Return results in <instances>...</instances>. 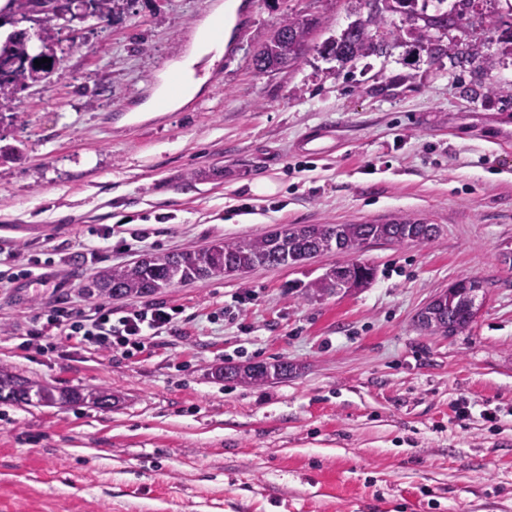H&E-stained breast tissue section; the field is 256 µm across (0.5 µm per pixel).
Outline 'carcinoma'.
<instances>
[{"label": "carcinoma", "mask_w": 512, "mask_h": 512, "mask_svg": "<svg viewBox=\"0 0 512 512\" xmlns=\"http://www.w3.org/2000/svg\"><path fill=\"white\" fill-rule=\"evenodd\" d=\"M436 13L429 15L415 9L417 0H358L366 16L350 24L339 37L327 42L325 51L343 65L382 52V43L375 39L377 30L387 24V14L400 13L405 24L394 27L393 40L409 38L427 48L432 55H445L453 47L444 48L434 33L455 25L454 15L443 9L446 0H436ZM33 0H0V29L13 20L25 18L33 12ZM54 19L41 22L35 33L37 43L20 37L12 30L0 37V71L8 68V75L0 76V117H19L18 91L30 88L47 79V65L30 68L24 60L34 52L53 58ZM311 25L295 17L283 20L259 51V56L279 57L288 50V65L297 64L309 48ZM479 61L485 68L496 65V57L485 53L482 46L473 44L463 52ZM436 237L435 225L401 219L383 224H289L264 235L242 240H226L203 251H182L164 256H146L131 266L107 269L99 273L93 287L102 295H148L172 285L176 281L194 278L243 275L256 266L300 264L314 255L332 248L343 253H355L364 244L421 243ZM352 286L358 288L371 280V268L358 263L347 264ZM473 299L469 289L457 288L442 292L424 308L419 325L432 333L441 327L461 331L472 323ZM288 362L226 366L219 370L225 379L241 383L265 384L272 379L288 376ZM83 399L79 393H54L46 385H31L10 372L0 369V403L31 404L60 401L69 404Z\"/></svg>", "instance_id": "obj_1"}]
</instances>
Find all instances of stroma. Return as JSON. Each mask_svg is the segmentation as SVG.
Listing matches in <instances>:
<instances>
[{
    "label": "stroma",
    "mask_w": 512,
    "mask_h": 512,
    "mask_svg": "<svg viewBox=\"0 0 512 512\" xmlns=\"http://www.w3.org/2000/svg\"><path fill=\"white\" fill-rule=\"evenodd\" d=\"M224 2L122 0L108 19L75 18L57 75L0 120V144L19 150L0 166V369L112 396L0 403V512H512V145L496 140L512 93L489 91L512 82V56L485 71L390 42L342 66L319 48L354 21L352 0H239L199 91L158 106ZM291 16L316 20L309 51L257 72ZM325 128L332 152L308 157ZM399 218L439 235L364 245L374 278L349 292L308 290L346 263L333 250L150 295L89 288L107 268L284 224ZM131 228L146 234L135 251ZM473 277L484 294L466 329L418 328L436 294ZM60 301L180 316L130 352L56 330L27 344ZM279 360L291 374L263 385L217 375Z\"/></svg>",
    "instance_id": "stroma-1"
}]
</instances>
